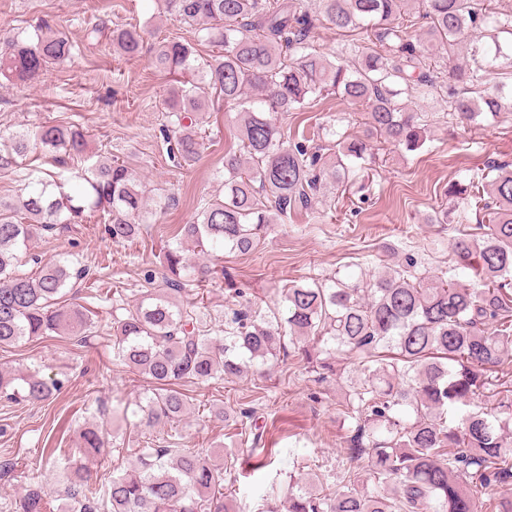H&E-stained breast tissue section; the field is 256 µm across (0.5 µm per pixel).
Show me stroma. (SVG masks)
Masks as SVG:
<instances>
[{
    "mask_svg": "<svg viewBox=\"0 0 512 512\" xmlns=\"http://www.w3.org/2000/svg\"><path fill=\"white\" fill-rule=\"evenodd\" d=\"M94 15L113 26L145 27L150 45L166 39L192 42L201 62L217 52L190 28L160 14L158 0H0V26L25 28L42 18L79 47L72 60L51 66L40 82L0 87V149L17 130L49 120L74 123L88 135L89 154L124 161L151 198L175 196L174 205L157 213L125 245L113 244L97 217L34 241L32 250L43 261L70 254L87 268L91 282L79 285L74 299L96 312L99 337L85 346L54 336L0 350V367L27 368L64 382L60 391L37 404L0 396V512H23L24 497L32 491L58 505L66 468L83 461L78 451L81 428L133 405L145 391L146 381L115 360L106 342L112 333V300L132 303L140 298L146 273L160 268L161 246L179 225L191 222L200 200L221 189L224 149L237 142L238 110L217 101L203 117L199 160L189 167L173 161L166 152L169 119L163 105L169 75L156 71L148 56L128 59L87 40V21ZM363 113V108L329 96L278 121L286 129L309 133L324 126L354 135L362 131ZM493 160L512 163V109L481 116L465 128L452 120L438 121L417 152L384 146L364 186L337 192L334 206L319 205L270 225L252 253L220 256L224 276L197 296L208 327L223 328L232 310L246 304L266 306L283 286L333 275H372L412 250L429 271L447 267L453 259L450 240L478 231L476 205L468 203L465 224H432L428 218L454 208L450 183L467 182ZM347 391L339 376L321 380L306 372L293 350L267 373L192 386L194 408L176 427L148 431L131 422L122 425L114 451L91 469L111 477L114 468L134 464L136 449L152 440L206 452L232 444L239 455L224 474L227 500L234 512H262L270 488L287 494L290 474L305 466L322 475L325 487L336 488L346 465L351 425L345 415ZM244 411L253 414L247 426L240 421ZM47 448L62 451L55 466L44 463ZM266 448L278 449L277 459L251 471L249 453Z\"/></svg>",
    "mask_w": 512,
    "mask_h": 512,
    "instance_id": "1",
    "label": "stroma"
}]
</instances>
